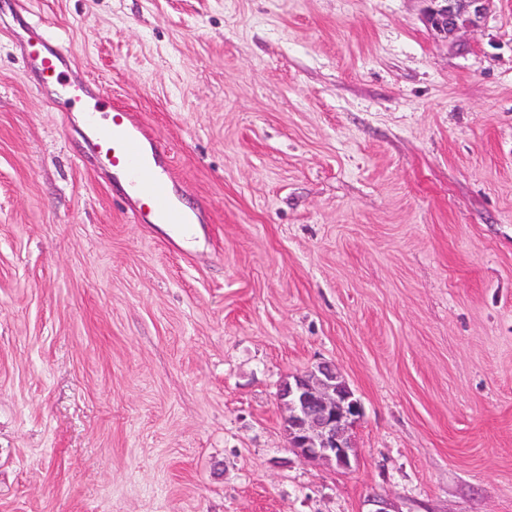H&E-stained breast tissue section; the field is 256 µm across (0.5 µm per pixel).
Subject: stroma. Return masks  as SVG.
Masks as SVG:
<instances>
[{
  "mask_svg": "<svg viewBox=\"0 0 512 512\" xmlns=\"http://www.w3.org/2000/svg\"><path fill=\"white\" fill-rule=\"evenodd\" d=\"M0 0V512H512V0ZM169 148L132 222L22 48ZM335 363L350 470L277 399ZM428 25L438 34L448 38L466 27L475 26L491 0H426ZM66 49L63 42L41 28H34V37L23 47L27 63L36 69L38 80L43 85H56L63 89L61 99L65 105L82 103L86 90L83 86L70 85L61 70L60 62Z\"/></svg>",
  "mask_w": 512,
  "mask_h": 512,
  "instance_id": "obj_1",
  "label": "stroma"
}]
</instances>
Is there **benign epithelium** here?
<instances>
[{"label": "benign epithelium", "mask_w": 512, "mask_h": 512, "mask_svg": "<svg viewBox=\"0 0 512 512\" xmlns=\"http://www.w3.org/2000/svg\"><path fill=\"white\" fill-rule=\"evenodd\" d=\"M428 25L448 37L475 26L490 0H427ZM287 409L288 448L303 462L333 461L348 470L357 459L352 430L363 417V407L336 365L321 362L288 376L278 389Z\"/></svg>", "instance_id": "obj_1"}]
</instances>
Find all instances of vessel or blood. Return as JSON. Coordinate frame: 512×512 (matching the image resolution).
I'll list each match as a JSON object with an SVG mask.
<instances>
[{
    "label": "vessel or blood",
    "mask_w": 512,
    "mask_h": 512,
    "mask_svg": "<svg viewBox=\"0 0 512 512\" xmlns=\"http://www.w3.org/2000/svg\"><path fill=\"white\" fill-rule=\"evenodd\" d=\"M65 52L63 43L42 29L23 48L27 63L36 69L44 85L61 87L65 105L82 103L84 87L67 83L60 67ZM93 113L105 114V121H91L93 149L97 157L119 175L123 183L115 193L128 205L133 220L140 224L168 225L175 237H183L200 222L202 209L186 210L177 201L173 187L177 181L171 154L153 137L129 107L98 99Z\"/></svg>",
    "instance_id": "b4317fda"
}]
</instances>
